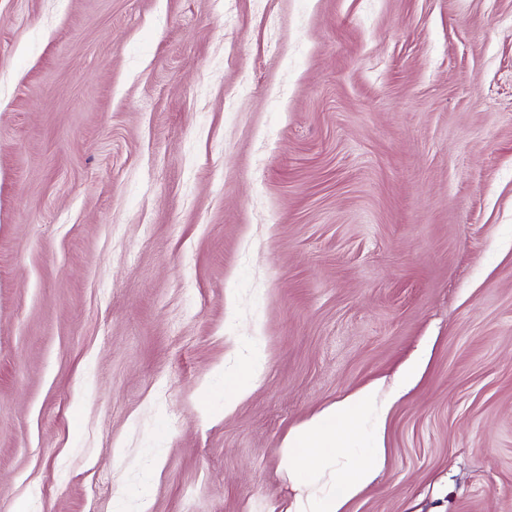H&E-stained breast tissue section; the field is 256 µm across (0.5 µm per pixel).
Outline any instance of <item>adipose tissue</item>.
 <instances>
[{
    "label": "adipose tissue",
    "instance_id": "1",
    "mask_svg": "<svg viewBox=\"0 0 512 512\" xmlns=\"http://www.w3.org/2000/svg\"><path fill=\"white\" fill-rule=\"evenodd\" d=\"M408 367L394 394L374 381L336 400L291 430L280 448L281 463L295 491L288 512H349L386 465L385 420L398 395L421 377Z\"/></svg>",
    "mask_w": 512,
    "mask_h": 512
}]
</instances>
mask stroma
<instances>
[{
  "instance_id": "obj_1",
  "label": "stroma",
  "mask_w": 512,
  "mask_h": 512,
  "mask_svg": "<svg viewBox=\"0 0 512 512\" xmlns=\"http://www.w3.org/2000/svg\"><path fill=\"white\" fill-rule=\"evenodd\" d=\"M426 345L349 512H512V0H0V512H285ZM423 371V364L408 367L396 391L384 397L380 381L371 382L288 433L280 455L295 496L286 512H349L385 468L391 406ZM259 380L258 370L248 366L246 369L224 377V406L230 409L233 403L243 398Z\"/></svg>"
}]
</instances>
